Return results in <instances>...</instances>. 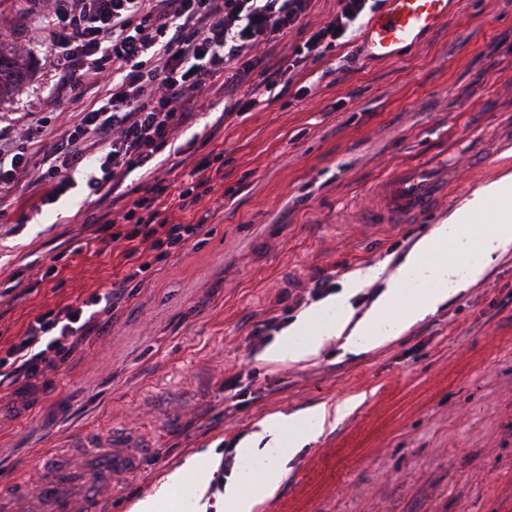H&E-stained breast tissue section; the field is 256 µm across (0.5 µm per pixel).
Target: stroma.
I'll use <instances>...</instances> for the list:
<instances>
[{"instance_id":"1","label":"stroma","mask_w":512,"mask_h":512,"mask_svg":"<svg viewBox=\"0 0 512 512\" xmlns=\"http://www.w3.org/2000/svg\"><path fill=\"white\" fill-rule=\"evenodd\" d=\"M20 81L0 94V136L68 108L77 93L50 55L42 0H0ZM362 38L298 73L311 94L223 117L224 100L182 131L195 156L223 154L209 210H161L172 224L205 222L197 248L153 264L143 282L111 244L113 228L85 174L41 212L20 189L0 206L27 223L0 224V358L36 316L122 287L125 301L79 344L30 404L0 414V480L28 478L64 448L81 468L85 444L144 448L140 469L113 483L112 512H135L174 472L206 512L257 471L246 439L274 414L344 406L336 424L290 451L272 497L253 512H512V250L477 282L381 347L334 339L317 356L266 351L357 271L382 276L349 303L363 316L416 242L479 187L512 173V0H459L417 47L386 62L358 56ZM483 164L468 165L469 151ZM417 165L448 179L435 209L407 224H375L377 188ZM321 281L326 292L303 290ZM281 325L268 326L273 316ZM209 454L205 478L189 462Z\"/></svg>"}]
</instances>
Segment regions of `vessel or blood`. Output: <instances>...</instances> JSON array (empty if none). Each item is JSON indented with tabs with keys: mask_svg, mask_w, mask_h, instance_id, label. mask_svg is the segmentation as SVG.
Here are the masks:
<instances>
[{
	"mask_svg": "<svg viewBox=\"0 0 512 512\" xmlns=\"http://www.w3.org/2000/svg\"><path fill=\"white\" fill-rule=\"evenodd\" d=\"M457 0H385L366 27L365 55L375 61L393 59L417 46L445 23ZM442 188L438 177L421 169L391 176L377 214L403 224L422 218L434 207ZM65 450L50 454L38 483L11 481L0 485V512H109L107 494L114 476L133 475L141 457L114 448H100L81 469H71Z\"/></svg>",
	"mask_w": 512,
	"mask_h": 512,
	"instance_id": "1",
	"label": "vessel or blood"
}]
</instances>
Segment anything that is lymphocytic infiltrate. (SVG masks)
<instances>
[{
    "label": "lymphocytic infiltrate",
    "mask_w": 512,
    "mask_h": 512,
    "mask_svg": "<svg viewBox=\"0 0 512 512\" xmlns=\"http://www.w3.org/2000/svg\"><path fill=\"white\" fill-rule=\"evenodd\" d=\"M47 23L53 32L54 57L68 61L66 84L105 89L100 102L75 97L81 120L39 118L18 129L10 145L0 144V197L36 179L44 200H53L72 184V174L86 155L76 144L94 134L100 144L98 167L85 181L88 198L103 203L117 194L128 175L145 169L144 193L114 211L119 224L113 241L135 259L137 273L151 269L170 253L199 243L203 224L159 222L158 204L170 200L180 210H194L213 187L211 162H188L176 140L205 111L204 98L222 96L225 114L249 111L257 92L292 93L300 101L307 87L295 86L293 74L306 62L323 60L379 0H339L330 20L310 21L314 0H51ZM308 30L294 52L289 33ZM61 134L39 168L29 151L49 135ZM164 157L172 167L190 165L186 180L172 185L157 179L147 165ZM150 245V254L140 251ZM123 295L110 291L40 314L18 342L0 358V388L22 396L35 393L41 378L66 363L78 343L97 330Z\"/></svg>",
    "instance_id": "obj_1"
}]
</instances>
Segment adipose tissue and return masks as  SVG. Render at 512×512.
I'll use <instances>...</instances> for the list:
<instances>
[{"label":"adipose tissue","mask_w":512,"mask_h":512,"mask_svg":"<svg viewBox=\"0 0 512 512\" xmlns=\"http://www.w3.org/2000/svg\"><path fill=\"white\" fill-rule=\"evenodd\" d=\"M492 199L498 201L499 210L492 223H482L486 205ZM511 250L512 175L507 174L476 190L447 221L418 240L362 318H354L345 294L336 299L340 310L336 319L323 322L306 314L292 356L297 359L317 355L327 341L341 336L356 348L379 347L434 311L450 294L477 281L484 271L485 259ZM429 279L435 281V288L416 298L405 296L407 283ZM339 412V407L319 404L309 410L304 418L306 427L300 431L295 428L294 417L272 416L260 432L254 433L250 445L243 448L245 455L259 458L260 467L228 490L226 512H253L256 505L275 492L284 475L278 455L281 441L306 443L332 426Z\"/></svg>","instance_id":"1"}]
</instances>
